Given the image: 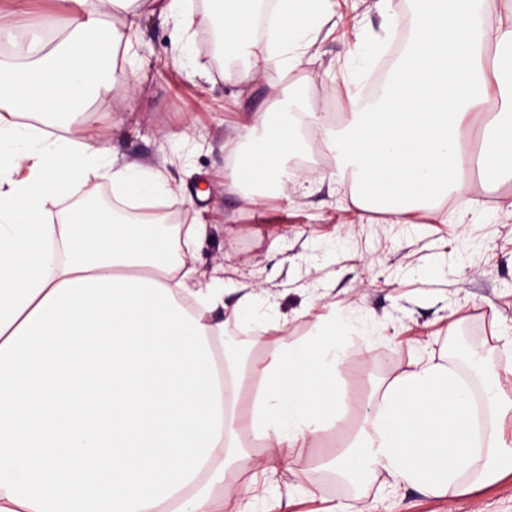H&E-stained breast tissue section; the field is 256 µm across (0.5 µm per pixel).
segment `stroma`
<instances>
[{"label":"stroma","mask_w":512,"mask_h":512,"mask_svg":"<svg viewBox=\"0 0 512 512\" xmlns=\"http://www.w3.org/2000/svg\"><path fill=\"white\" fill-rule=\"evenodd\" d=\"M382 21L376 0H338L335 16L320 28L302 66L285 75L284 85L301 92L310 110L340 125L346 102L327 89L346 70L364 75L376 66L389 69V59L356 55L358 36L380 31ZM140 34L135 59L115 61L116 67L138 70L134 112H127V90L118 85L86 112V125L126 160L168 167L185 183L209 225L189 265L201 272L223 267L229 305L236 288L262 286V303L272 304L287 322L284 331L266 332L265 340L305 338L335 302L366 316L368 342L350 338V356L337 372L354 397L351 425L373 414L382 383L419 359L448 364L480 385L481 368L463 357V349L512 354V211L501 206L512 197V179L486 185L472 177L445 220L417 213L405 226L365 224L348 200L349 187L328 179L335 162L320 132L305 129L304 147L288 164L304 190L267 198L258 214H250L211 172L224 165L222 147L232 128L265 106L273 90L261 77L244 85L226 82L207 24L185 30L146 15ZM180 52L186 55L183 69L169 64ZM186 127L189 138H178ZM327 504H346L352 512H512V475L487 485L463 480L435 497L385 473L362 487L329 467L316 498L295 512H322Z\"/></svg>","instance_id":"stroma-1"}]
</instances>
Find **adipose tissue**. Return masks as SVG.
I'll use <instances>...</instances> for the list:
<instances>
[{
    "mask_svg": "<svg viewBox=\"0 0 512 512\" xmlns=\"http://www.w3.org/2000/svg\"><path fill=\"white\" fill-rule=\"evenodd\" d=\"M204 21L243 83L298 69L308 35L335 0H275L265 41L254 37L260 0H205ZM0 9V512H224L228 474L242 472L238 512H289L272 493L279 467L303 463L320 482L312 448L335 428L348 397L336 385L347 339L370 330L356 308L319 318L301 343L262 346L245 367L224 365L222 277L205 278L187 254L201 219L167 226L151 214L116 220L91 208L103 185L149 206L184 194L167 170L119 161L81 117L115 85L136 95V74H104L131 55L148 14L191 28L185 0H65L67 20L24 26L26 0ZM411 40L372 104L343 74L349 110L325 128L363 213L406 223L447 215L467 187L468 118L494 102L480 167L489 183L512 175V81L490 50H512V0H416ZM319 122L298 91L277 90L224 144L228 190L249 206L285 196L299 129ZM75 197L67 211L62 199ZM489 435L476 433L472 388L447 366L416 361L382 389L374 414L336 460L351 479L385 471L447 495L460 477H497L512 463V395L493 399Z\"/></svg>",
    "mask_w": 512,
    "mask_h": 512,
    "instance_id": "adipose-tissue-1",
    "label": "adipose tissue"
}]
</instances>
